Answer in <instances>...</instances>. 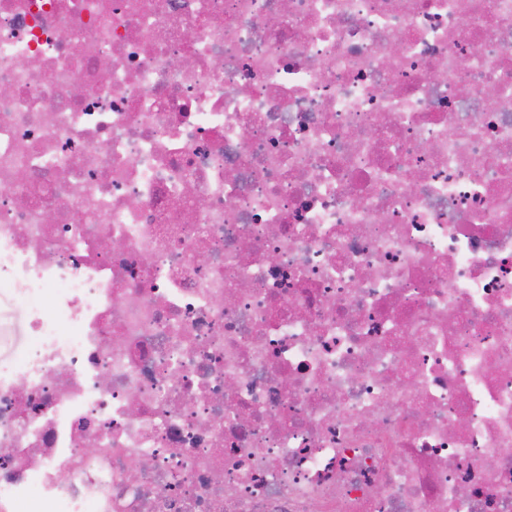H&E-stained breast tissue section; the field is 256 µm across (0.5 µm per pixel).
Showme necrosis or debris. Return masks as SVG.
Wrapping results in <instances>:
<instances>
[{"label": "necrosis or debris", "mask_w": 512, "mask_h": 512, "mask_svg": "<svg viewBox=\"0 0 512 512\" xmlns=\"http://www.w3.org/2000/svg\"><path fill=\"white\" fill-rule=\"evenodd\" d=\"M2 285L0 512H512V0H0ZM0 325L5 328L0 335V364L19 359L31 343L28 314L8 290L0 288Z\"/></svg>", "instance_id": "1"}]
</instances>
